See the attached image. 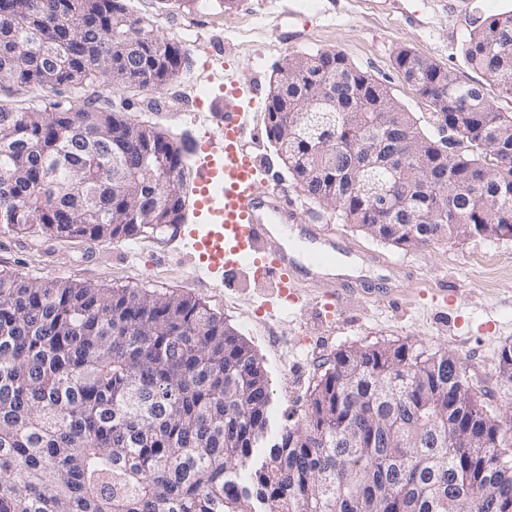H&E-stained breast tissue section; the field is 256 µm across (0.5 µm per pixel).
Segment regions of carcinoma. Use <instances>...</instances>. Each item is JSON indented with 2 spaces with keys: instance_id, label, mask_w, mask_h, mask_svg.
<instances>
[{
  "instance_id": "obj_1",
  "label": "carcinoma",
  "mask_w": 512,
  "mask_h": 512,
  "mask_svg": "<svg viewBox=\"0 0 512 512\" xmlns=\"http://www.w3.org/2000/svg\"><path fill=\"white\" fill-rule=\"evenodd\" d=\"M66 41L47 65L44 49ZM512 13L473 30L463 48L483 81L432 61L397 68L438 124L467 139L448 158L451 203L437 187L399 182L364 157L363 117L428 140L387 86L333 50L288 59L268 94L267 132L313 201L401 249L512 234V155L482 132L512 131L484 84L512 96ZM187 60L122 0H0V213L49 237L90 241L155 234L177 191L182 147L97 106L100 79L158 88ZM83 100L66 106L62 93ZM483 114L482 128L466 121ZM125 174L118 177L112 158ZM156 208L142 212L145 181ZM394 191L408 212L374 210ZM448 208V219L438 216ZM497 370L512 396V344ZM271 389L254 350L188 294L107 290L0 273V512H512V410L461 380L457 358L413 342L336 352L302 413L272 441Z\"/></svg>"
}]
</instances>
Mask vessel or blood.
<instances>
[{
	"mask_svg": "<svg viewBox=\"0 0 512 512\" xmlns=\"http://www.w3.org/2000/svg\"><path fill=\"white\" fill-rule=\"evenodd\" d=\"M250 80L245 70L226 84L224 117L202 146L207 162L199 169L196 205L207 224L189 233L191 249L203 268L198 280L203 283L216 271L243 266L256 286L277 298L296 301L300 288L308 285L317 288L319 298L338 300L355 285L320 275V268L335 262V251L316 248L302 261L274 233L276 225L295 223L296 207L277 180L258 183L257 161L234 104L240 84Z\"/></svg>",
	"mask_w": 512,
	"mask_h": 512,
	"instance_id": "vessel-or-blood-1",
	"label": "vessel or blood"
}]
</instances>
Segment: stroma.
<instances>
[{
  "label": "stroma",
  "instance_id": "obj_1",
  "mask_svg": "<svg viewBox=\"0 0 512 512\" xmlns=\"http://www.w3.org/2000/svg\"><path fill=\"white\" fill-rule=\"evenodd\" d=\"M302 0H126L130 14L154 33L179 38L188 52L177 78L144 90L109 82L100 87V105L123 112L135 123L154 126L183 144L189 177L186 193L195 200L198 145L217 128L224 112L220 82L208 81L215 66L233 76L249 63L253 86L239 100L252 112L259 136L251 146L263 170L273 174L298 202L300 223L322 217L336 231L339 254H378L357 281L361 291L333 306L312 298L282 321L266 316L272 304L262 291L245 287L247 269L224 284L193 280L194 262L185 242L164 233L136 240L86 241L49 238L31 229L0 231V272L25 280H70L100 288H138L156 294H188L222 316L261 358L272 391V422L302 411L304 391L337 351L373 343L412 340L447 350L478 381L486 401L505 410L512 402L499 389L497 354L512 344V239L471 237L402 250L372 239L346 224L337 212L308 199L279 158L267 133L266 102L280 66L288 57L332 49L354 67L391 89L420 129L433 140L448 137L435 124L429 103L405 81L395 64L408 48L471 80L462 49L475 27L512 10V0H316L306 11ZM204 26L184 34L193 18ZM204 92L202 109L187 99ZM402 262L419 276L401 287L392 302L368 294L391 265Z\"/></svg>",
  "mask_w": 512,
  "mask_h": 512
}]
</instances>
